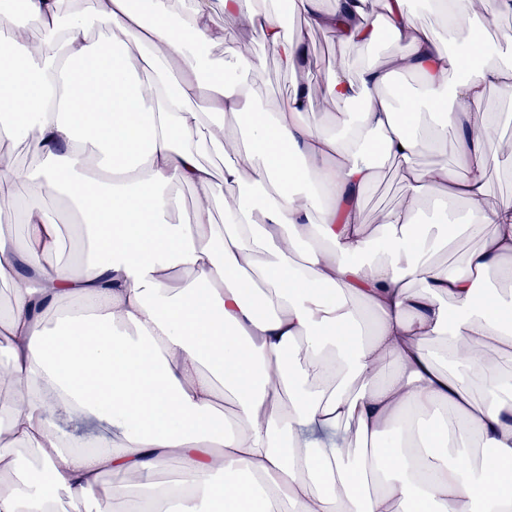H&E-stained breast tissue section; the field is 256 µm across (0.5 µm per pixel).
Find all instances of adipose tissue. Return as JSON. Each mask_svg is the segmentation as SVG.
I'll return each mask as SVG.
<instances>
[{"instance_id": "adipose-tissue-1", "label": "adipose tissue", "mask_w": 512, "mask_h": 512, "mask_svg": "<svg viewBox=\"0 0 512 512\" xmlns=\"http://www.w3.org/2000/svg\"><path fill=\"white\" fill-rule=\"evenodd\" d=\"M334 2L289 6L340 43L391 52L353 76L334 68L329 98L361 108L315 127L306 86L279 111L257 106L261 56L210 63L212 0L179 18L171 0L67 14L60 0H0V142L38 159L0 171V217L24 208L21 236L0 233L12 287L0 380L13 390L0 435L35 453L0 451L15 477L0 512H55L63 498L71 512H512V378L484 357L512 358V296L483 281L512 284V203L488 198L499 158L484 108L492 89L512 100V36L484 42L471 0H428L444 40L411 0ZM224 9L286 69L307 64L278 15L253 0ZM406 73L420 79L411 100L393 90ZM428 111L440 123L423 125ZM238 136L215 174L204 152ZM450 141L453 164L417 167L421 146ZM376 147L407 203L372 228ZM181 185L198 202L189 224L175 219ZM62 190L69 219L43 202ZM431 199L464 219L413 221ZM462 236L480 241L462 263L432 261ZM60 415L112 435L75 438ZM171 463L179 479L161 481Z\"/></svg>"}]
</instances>
